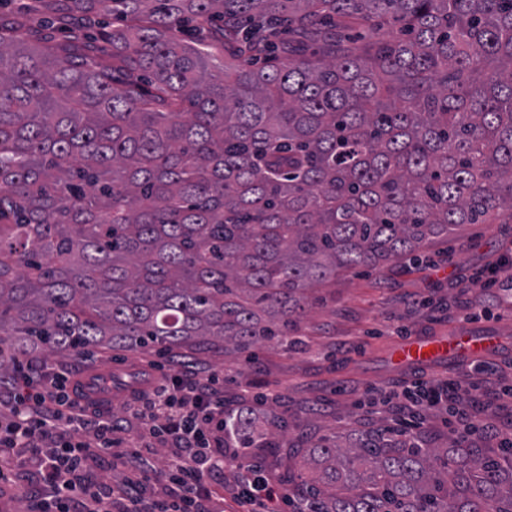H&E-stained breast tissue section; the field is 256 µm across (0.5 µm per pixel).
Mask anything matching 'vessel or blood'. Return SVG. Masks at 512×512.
Returning <instances> with one entry per match:
<instances>
[{
    "label": "vessel or blood",
    "mask_w": 512,
    "mask_h": 512,
    "mask_svg": "<svg viewBox=\"0 0 512 512\" xmlns=\"http://www.w3.org/2000/svg\"><path fill=\"white\" fill-rule=\"evenodd\" d=\"M500 345L499 336L470 330H459L448 336H413L398 346L394 362L410 368L444 362L452 364L460 359L486 356L499 349ZM74 386V399L79 407L101 409L112 402V391L106 388L99 372L79 374Z\"/></svg>",
    "instance_id": "1"
}]
</instances>
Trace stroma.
<instances>
[{"instance_id":"35a3bbf8","label":"stroma","mask_w":512,"mask_h":512,"mask_svg":"<svg viewBox=\"0 0 512 512\" xmlns=\"http://www.w3.org/2000/svg\"><path fill=\"white\" fill-rule=\"evenodd\" d=\"M512 239V224H468L460 240L438 239L415 261L337 275L311 295L309 309L293 345L263 344L252 360L233 361L224 353L190 347L173 362L175 370L191 376L205 367L223 370L224 398L235 401L240 392L262 399L255 428L268 432L276 420L286 423L277 449L256 452L253 460L278 480L288 477L290 459L284 443L298 433L345 436L358 430L390 424L391 410L366 412L357 402L368 386L391 387L415 377L412 369L392 366L389 355L397 340L396 326L414 334L445 336L456 331L461 306L490 305L493 315L473 321L477 331L506 339L498 369L489 383L473 391L468 404L478 417L496 423L512 421V404L500 400L503 387L512 386V288L487 294L473 278L477 268L496 257L502 243ZM151 350H99L84 356L44 355L48 368L77 375L84 370L106 371L115 363L136 373L156 359ZM35 470L20 469L0 483V512H27L23 490L42 489Z\"/></svg>"}]
</instances>
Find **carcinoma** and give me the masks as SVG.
I'll use <instances>...</instances> for the list:
<instances>
[{
  "label": "carcinoma",
  "instance_id": "1",
  "mask_svg": "<svg viewBox=\"0 0 512 512\" xmlns=\"http://www.w3.org/2000/svg\"><path fill=\"white\" fill-rule=\"evenodd\" d=\"M0 0V374L282 342L308 294L512 223V0ZM61 31L31 42L33 21ZM288 444L298 512H512V448ZM224 447L276 444L224 413Z\"/></svg>",
  "mask_w": 512,
  "mask_h": 512
}]
</instances>
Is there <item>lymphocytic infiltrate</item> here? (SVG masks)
<instances>
[{"label":"lymphocytic infiltrate","instance_id":"1","mask_svg":"<svg viewBox=\"0 0 512 512\" xmlns=\"http://www.w3.org/2000/svg\"><path fill=\"white\" fill-rule=\"evenodd\" d=\"M7 384L9 395L0 400V473L12 467L31 466L41 474L55 512H112L121 501L122 512H199L209 498L214 479L225 467L236 465L232 449L224 445V374L206 369L195 379L163 372L136 398L144 421L143 440H172L177 453L161 473L176 485L172 499H148L138 489L149 472L137 451L129 460L121 484L101 492L92 483L71 478L83 461L114 455L124 441L115 433L108 411L76 408L68 374L48 375L43 363L29 359L15 366ZM461 386L453 379L438 386L416 378L404 382L401 392L384 395L382 402L399 410L398 427L415 429L423 411L439 409L450 418L453 433L466 437L491 431V424L476 420L461 403ZM74 438L58 443L59 430ZM92 432V440L81 437Z\"/></svg>","mask_w":512,"mask_h":512}]
</instances>
